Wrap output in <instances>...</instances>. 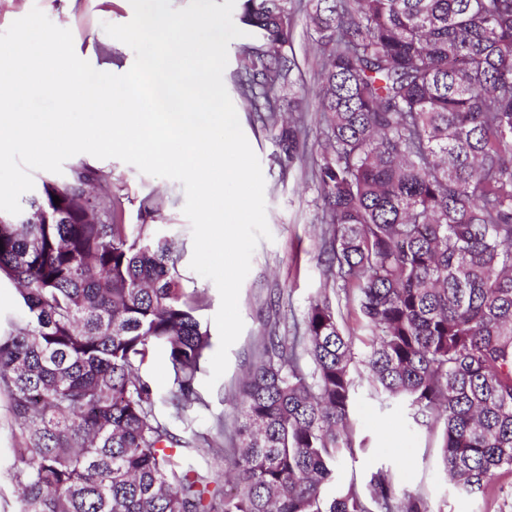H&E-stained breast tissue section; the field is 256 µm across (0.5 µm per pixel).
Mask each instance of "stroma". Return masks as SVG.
Here are the masks:
<instances>
[{"label":"stroma","instance_id":"stroma-1","mask_svg":"<svg viewBox=\"0 0 512 512\" xmlns=\"http://www.w3.org/2000/svg\"><path fill=\"white\" fill-rule=\"evenodd\" d=\"M304 0H289L293 34L288 47L292 62L287 100L293 110L284 112V122L301 130L303 149L294 160H286L279 145V128L264 125L239 95L234 74L242 50L253 44L254 35L231 41L228 64L223 73L225 87L236 108L241 128L259 158L265 179L267 222L271 240H260L251 261V270L239 294V310L244 329L229 350V364L214 388L198 385L199 403L186 412L185 421L171 420L174 434L187 438L198 434L197 447L185 449L187 459L207 467L217 482L225 480L224 456L234 446L232 431H219V420L233 421L234 394L246 373L263 336L277 330L289 336L293 325L302 321L312 303L326 300L336 312L343 333L353 342L352 375L355 393L352 424L355 440L365 447L344 456L336 470L335 482L326 496L349 482L369 480L372 472L390 470L398 489L424 497L432 512H512V472L504 470L495 480L497 494L459 491L444 475L439 461V434L417 426L406 404L381 406L370 394L364 355L369 333L361 324L355 303L336 284L329 268L328 226L317 184V144L323 125L317 110V88L322 57L316 33L309 27ZM39 8L57 26L70 29L76 54L94 68L114 74L126 73L134 63L131 48L108 36L104 24H124L131 20L130 0H0V31ZM68 166H86L112 175V191L122 203V220L127 224H152L154 230L174 240L181 258L185 288L205 290L208 303L200 312L209 332L220 307L214 283L200 277L190 267L193 253L191 225L183 215L185 192L181 183L146 175L120 160L98 159L82 154L68 159ZM164 199L157 215L139 211L143 197ZM17 442L10 429L6 399L0 394V512H17L18 491L9 475Z\"/></svg>","mask_w":512,"mask_h":512}]
</instances>
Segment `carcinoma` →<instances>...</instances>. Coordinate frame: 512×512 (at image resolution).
<instances>
[{"instance_id":"obj_1","label":"carcinoma","mask_w":512,"mask_h":512,"mask_svg":"<svg viewBox=\"0 0 512 512\" xmlns=\"http://www.w3.org/2000/svg\"><path fill=\"white\" fill-rule=\"evenodd\" d=\"M306 18L324 55L319 189L336 280L373 334L368 379L417 424L441 425L444 471L484 491L512 471V0H308ZM240 21L257 42L237 90L275 126L288 0H243ZM280 145L293 158L296 130ZM18 218L0 224V281L20 295L0 326L18 512H431L382 468L325 497L355 448L352 340L329 302L292 343L264 337L239 381L237 492L223 497L208 469L176 460L192 440L141 374L161 349L163 401L178 419L199 401L207 296L183 287L172 240L122 223L85 166L43 181Z\"/></svg>"}]
</instances>
